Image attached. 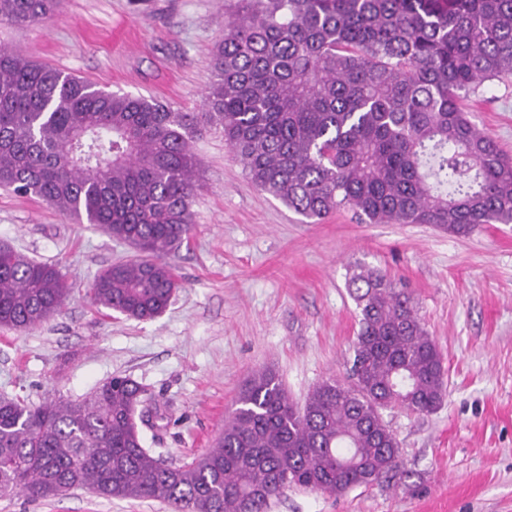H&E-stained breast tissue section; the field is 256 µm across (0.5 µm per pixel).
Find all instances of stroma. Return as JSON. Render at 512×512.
<instances>
[{
  "mask_svg": "<svg viewBox=\"0 0 512 512\" xmlns=\"http://www.w3.org/2000/svg\"><path fill=\"white\" fill-rule=\"evenodd\" d=\"M237 0H65L40 26L0 25V45L100 88L203 111L212 50ZM466 106L512 155V80ZM195 228L168 255L181 286L166 311L136 320L96 305L90 288L129 245L35 198L0 189V243L57 266L73 290L29 332L0 328V397L80 400L114 376L143 385L160 417L145 447L180 466L204 455L256 371L272 370L295 405L323 380H346L358 329L348 288L360 266L410 296L445 367L439 409L383 419L396 476L342 495L287 491L271 512H512V224L451 235L430 224H369L341 209L320 221L251 182L221 130L193 142ZM0 512H170L159 500L88 490Z\"/></svg>",
  "mask_w": 512,
  "mask_h": 512,
  "instance_id": "1",
  "label": "stroma"
}]
</instances>
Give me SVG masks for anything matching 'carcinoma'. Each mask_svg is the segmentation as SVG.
Segmentation results:
<instances>
[{
  "mask_svg": "<svg viewBox=\"0 0 512 512\" xmlns=\"http://www.w3.org/2000/svg\"><path fill=\"white\" fill-rule=\"evenodd\" d=\"M62 0H0L30 26ZM207 111L182 112L0 48V187L96 224L139 252L100 271L94 302L138 320L181 287L167 256L193 228L199 116L251 182L307 219L466 235L512 224V157L461 107L512 75V0H240L212 53ZM349 381L295 407L275 373L241 389L213 448L182 466L143 445V388L114 376L81 401L0 398V498L88 489L171 512H269L290 488L343 495L399 468L382 411L431 413L443 360L410 297L362 269ZM60 270L0 245V327L26 332L70 294Z\"/></svg>",
  "mask_w": 512,
  "mask_h": 512,
  "instance_id": "cac0c4a2",
  "label": "carcinoma"
}]
</instances>
